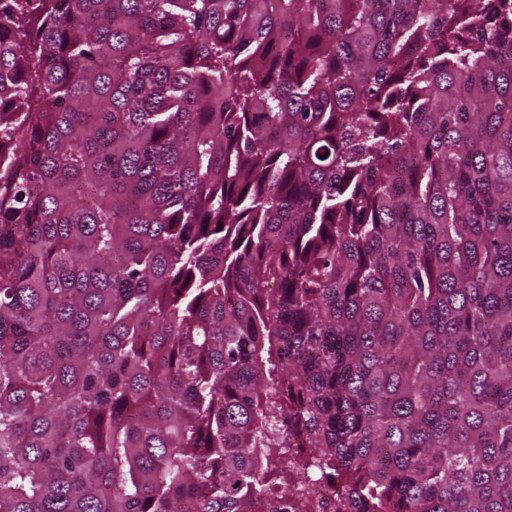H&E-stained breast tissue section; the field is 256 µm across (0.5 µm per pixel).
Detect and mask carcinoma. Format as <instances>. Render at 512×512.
Wrapping results in <instances>:
<instances>
[{
	"label": "carcinoma",
	"mask_w": 512,
	"mask_h": 512,
	"mask_svg": "<svg viewBox=\"0 0 512 512\" xmlns=\"http://www.w3.org/2000/svg\"><path fill=\"white\" fill-rule=\"evenodd\" d=\"M318 479L512 512V0H0V512Z\"/></svg>",
	"instance_id": "1"
}]
</instances>
